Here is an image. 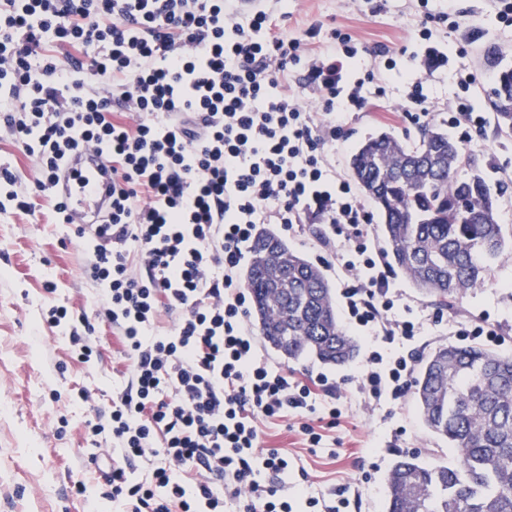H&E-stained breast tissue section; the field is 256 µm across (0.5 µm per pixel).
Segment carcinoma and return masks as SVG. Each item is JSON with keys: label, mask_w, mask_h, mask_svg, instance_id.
Wrapping results in <instances>:
<instances>
[{"label": "carcinoma", "mask_w": 512, "mask_h": 512, "mask_svg": "<svg viewBox=\"0 0 512 512\" xmlns=\"http://www.w3.org/2000/svg\"><path fill=\"white\" fill-rule=\"evenodd\" d=\"M497 69L491 105L503 133L512 132V69ZM350 170L380 213L390 264L438 307H453L484 285L512 247L500 223L502 191L476 159L437 126L408 144L391 133L365 139ZM242 280L265 342L285 360L310 355L344 366L358 344L336 315L323 271L273 230L252 239ZM426 427L448 441L457 463L424 464L403 455L387 476V512H512V356L478 345L434 351L411 384Z\"/></svg>", "instance_id": "cac0c4a2"}]
</instances>
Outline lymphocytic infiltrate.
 I'll use <instances>...</instances> for the list:
<instances>
[{"mask_svg":"<svg viewBox=\"0 0 512 512\" xmlns=\"http://www.w3.org/2000/svg\"><path fill=\"white\" fill-rule=\"evenodd\" d=\"M271 26L262 9L237 22L224 0H0L5 127L38 167L26 189L0 171V210L28 214L48 198L64 214L50 189L84 146L112 165V212L89 240L87 269L104 285L96 314L119 331L131 364L89 431L119 454L102 496L125 512H294L281 478L295 462L260 447L258 424L294 415L319 446L308 421L317 397L255 355L233 274L257 225L292 232L312 209L340 236L343 320L373 340L360 370L365 402L401 398L415 371L391 346L423 324L398 315L388 267L366 244L370 212L325 150L376 76L348 78L358 54L348 37L308 48ZM48 36L85 63L61 67ZM299 64L322 93V116L279 89ZM163 310L178 320L161 334Z\"/></svg>","mask_w":512,"mask_h":512,"instance_id":"lymphocytic-infiltrate-1","label":"lymphocytic infiltrate"}]
</instances>
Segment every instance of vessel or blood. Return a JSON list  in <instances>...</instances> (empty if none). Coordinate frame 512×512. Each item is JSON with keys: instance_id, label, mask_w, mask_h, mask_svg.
Segmentation results:
<instances>
[{"instance_id": "vessel-or-blood-1", "label": "vessel or blood", "mask_w": 512, "mask_h": 512, "mask_svg": "<svg viewBox=\"0 0 512 512\" xmlns=\"http://www.w3.org/2000/svg\"><path fill=\"white\" fill-rule=\"evenodd\" d=\"M55 190L69 223L86 228L101 223L112 194L111 165L102 153L83 149L62 170Z\"/></svg>"}]
</instances>
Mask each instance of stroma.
<instances>
[{
	"instance_id": "1",
	"label": "stroma",
	"mask_w": 512,
	"mask_h": 512,
	"mask_svg": "<svg viewBox=\"0 0 512 512\" xmlns=\"http://www.w3.org/2000/svg\"><path fill=\"white\" fill-rule=\"evenodd\" d=\"M262 7L276 15L278 34L300 37L313 26L321 41L337 30L350 35L358 48L356 68H383V48L397 61L384 95L366 91L361 107L342 125L339 147L329 151L341 179H350V156L368 137L388 132L410 144L418 141L421 124L401 110L412 72L428 74L431 121L447 126L461 73L474 75L469 94L488 108L495 85L494 70L483 64L488 46H497L503 65L512 67V26L500 23L496 0H431V12L453 9L460 22L454 30L425 21L417 0H300L292 8L283 0H263ZM424 23L432 31L430 41H414V31ZM448 135L458 142L472 138L471 155L504 188L501 222L512 233V136L499 135L491 123L480 130L449 128ZM332 236L331 225L310 214L303 236L287 242L316 264L338 292L343 276L328 243ZM392 283L411 317L424 324L411 344L417 360L439 346L463 343V329L481 320L498 327V353L512 355V250L483 287L451 309L435 306L400 272H393ZM102 289L87 271L84 245L75 238L73 225L57 223L48 201L38 200L30 215L0 211V512L117 510L101 496V480L91 464L99 449L86 439L84 422L92 409H107L113 394L125 386L129 362L117 330L101 320L94 323L98 358L83 364L72 355L73 337L84 333L80 318L93 317ZM53 306L66 307L74 321L48 328L45 317ZM258 356L305 382L327 374L328 389L319 398L341 409L336 420L315 421L323 436L317 448L309 446L293 418L260 422L261 447L288 449L296 461L289 485L326 491L348 484L359 491L353 512H386L387 474L398 455L415 453L429 464H451L447 441L426 428L412 396L363 407L354 365L330 367L311 357L288 364L263 342ZM81 389L93 395V404L79 401Z\"/></svg>"
}]
</instances>
